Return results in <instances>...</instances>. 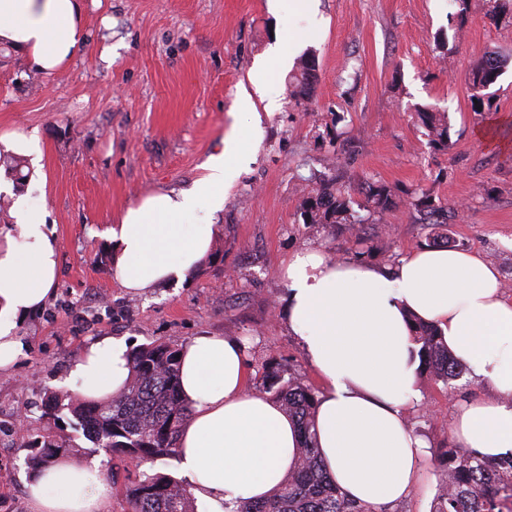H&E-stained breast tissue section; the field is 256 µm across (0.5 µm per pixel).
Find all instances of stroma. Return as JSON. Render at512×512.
<instances>
[{"mask_svg": "<svg viewBox=\"0 0 512 512\" xmlns=\"http://www.w3.org/2000/svg\"><path fill=\"white\" fill-rule=\"evenodd\" d=\"M83 49L47 75L30 57L0 45V135L35 136L21 188L53 230L60 274L53 296L20 326L26 350L0 369V512H30L29 454L16 435L27 422L71 457L98 465L112 485L107 512H128L132 469L94 450L81 433L42 415L45 391L68 374L91 339L154 340L183 346L201 335L232 336L246 348L249 388L273 361L312 388L320 382L283 315L289 257L322 249L340 259L395 265L443 234L451 249L491 259L512 277V127L497 148L478 137L492 115L512 116V19L491 22L486 0H81ZM290 61L273 70L252 113L233 115L237 92L272 46ZM314 51L310 100H290L294 61ZM510 59L489 89L491 107L475 112L470 73L484 58ZM434 105L450 123L448 149H434L415 109ZM258 124V141L224 191L189 218L213 219L209 256L183 287L132 296L112 274L104 232L141 197L191 189L234 127ZM341 154L342 168L331 159ZM389 186L397 204L370 218L361 238L300 215L305 178ZM454 207L442 226L421 224L403 201L416 188ZM408 405L413 433L427 444L422 478L393 512H430L440 449L456 445L461 401L493 395L489 380L464 375L452 385L417 376Z\"/></svg>", "mask_w": 512, "mask_h": 512, "instance_id": "35a3bbf8", "label": "stroma"}]
</instances>
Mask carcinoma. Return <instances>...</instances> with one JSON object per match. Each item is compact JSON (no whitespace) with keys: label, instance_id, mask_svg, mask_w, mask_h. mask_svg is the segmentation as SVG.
<instances>
[{"label":"carcinoma","instance_id":"carcinoma-1","mask_svg":"<svg viewBox=\"0 0 512 512\" xmlns=\"http://www.w3.org/2000/svg\"><path fill=\"white\" fill-rule=\"evenodd\" d=\"M512 17V0H490L488 17L499 21ZM507 66L499 57L484 59L472 72L471 87L493 85ZM316 60L306 54L297 61V73L289 82V96L299 102L311 98L316 84ZM417 118L437 149L448 147V116L431 106L416 109ZM364 196L352 200L351 191ZM301 217L305 224H343L359 238L364 218L359 211L383 214L396 205L392 190L385 184L365 182L352 187L335 186L325 180L301 189ZM411 206L423 215L426 224L448 223V206L433 199L429 190L414 192ZM417 345L419 368L447 384L465 373V366L448 350L438 328L415 316L410 317ZM180 349L152 341L130 350L131 376L122 392L103 402H65L54 391L45 392V416L67 420L82 431L95 448H102L134 466L135 478L126 487L130 512H197L189 485L171 475L146 474L139 463L159 457L177 456L180 426L189 407L180 395ZM259 393L276 403L297 424L302 442L296 469L273 494L264 500L241 497L224 501V512H375L371 507L346 498L328 479L318 458L314 414L315 391L280 364L266 363ZM26 446L37 449L30 458L38 471L65 454V449L34 438ZM443 477L431 512H512V454L488 457L475 450L447 448L441 455Z\"/></svg>","mask_w":512,"mask_h":512}]
</instances>
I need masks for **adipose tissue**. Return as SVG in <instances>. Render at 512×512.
<instances>
[{
  "instance_id": "ef3b65f1",
  "label": "adipose tissue",
  "mask_w": 512,
  "mask_h": 512,
  "mask_svg": "<svg viewBox=\"0 0 512 512\" xmlns=\"http://www.w3.org/2000/svg\"><path fill=\"white\" fill-rule=\"evenodd\" d=\"M0 41L54 73L84 46L79 0H0ZM239 132L204 165L192 189L158 191L127 208L107 236L112 271L137 295L183 282L208 255L210 224L186 223L199 198L224 202L236 175ZM16 231L0 230V368L25 347L19 325L39 311L59 273L55 240L25 199ZM287 322L320 383L315 412L321 462L350 499L389 512L420 479L425 443L410 431L407 405L417 392L409 315L437 325L448 349L497 396L462 404L453 434L486 456L512 454V300L480 256L420 248L394 267L336 259L321 251L289 258ZM125 340L89 342L67 380L84 398H111L130 374ZM245 347L202 335L181 350V389L189 406L177 441L179 469L204 512H224L230 497L261 500L296 464L298 430L277 404L247 389ZM31 512H106L112 487L95 468L61 456L27 486Z\"/></svg>"
}]
</instances>
